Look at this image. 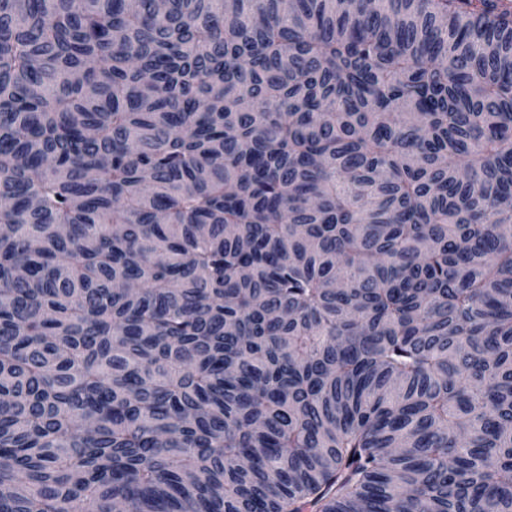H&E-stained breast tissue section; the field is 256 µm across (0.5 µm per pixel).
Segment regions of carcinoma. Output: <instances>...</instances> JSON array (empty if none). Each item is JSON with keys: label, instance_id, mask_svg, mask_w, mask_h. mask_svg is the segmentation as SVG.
<instances>
[{"label": "carcinoma", "instance_id": "obj_1", "mask_svg": "<svg viewBox=\"0 0 512 512\" xmlns=\"http://www.w3.org/2000/svg\"><path fill=\"white\" fill-rule=\"evenodd\" d=\"M512 512V0H0V512Z\"/></svg>", "mask_w": 512, "mask_h": 512}]
</instances>
